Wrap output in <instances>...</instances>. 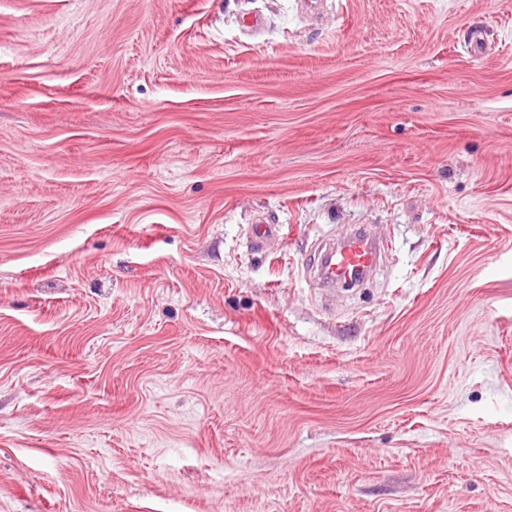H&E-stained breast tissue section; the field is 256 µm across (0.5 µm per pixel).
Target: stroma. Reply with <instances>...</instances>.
<instances>
[{"label":"stroma","mask_w":512,"mask_h":512,"mask_svg":"<svg viewBox=\"0 0 512 512\" xmlns=\"http://www.w3.org/2000/svg\"><path fill=\"white\" fill-rule=\"evenodd\" d=\"M0 512H512V0H0ZM382 246L364 229L351 233L332 249L322 260L319 274L323 284L334 288L335 284L358 282L368 277L376 267Z\"/></svg>","instance_id":"stroma-1"}]
</instances>
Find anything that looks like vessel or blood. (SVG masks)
<instances>
[{"mask_svg": "<svg viewBox=\"0 0 512 512\" xmlns=\"http://www.w3.org/2000/svg\"><path fill=\"white\" fill-rule=\"evenodd\" d=\"M381 250V244L366 230L354 231L323 258L319 270L323 284L331 288L357 277H368L380 259Z\"/></svg>", "mask_w": 512, "mask_h": 512, "instance_id": "vessel-or-blood-1", "label": "vessel or blood"}]
</instances>
